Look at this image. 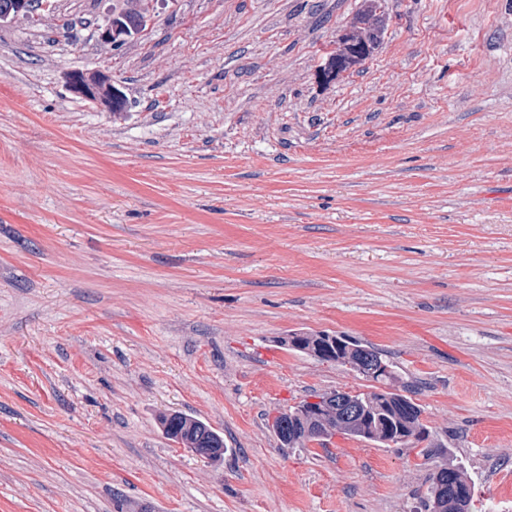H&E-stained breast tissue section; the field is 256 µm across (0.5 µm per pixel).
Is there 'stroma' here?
Returning <instances> with one entry per match:
<instances>
[{
  "label": "stroma",
  "instance_id": "35a3bbf8",
  "mask_svg": "<svg viewBox=\"0 0 512 512\" xmlns=\"http://www.w3.org/2000/svg\"><path fill=\"white\" fill-rule=\"evenodd\" d=\"M52 4L0 23V512H419L444 463L512 512V0H384L328 83L363 0ZM304 333L376 347L428 438L282 446L279 414L373 387ZM363 9L357 18L356 24L349 29H345L344 33L336 35V50L331 54L333 57H327L325 63L318 70V78L321 80H333L338 78L342 70L332 63V59L340 62L341 68L347 70L351 65L357 64L358 61L352 59L351 50L354 46L367 44L372 48L382 45L383 26L381 20L380 0H364ZM379 11V13H378ZM343 35V36H342ZM342 41L338 43L341 39ZM124 15L125 14H121L106 21L100 33V38L104 43L120 46L138 34L142 30V25L146 24L145 19L142 17L136 29L127 27L124 24ZM69 90L81 98L103 106L109 112H122L125 99L121 90L105 75L94 78L69 73L66 76ZM159 421L168 438L173 432L181 433L184 442L191 446L189 449L201 458L209 460L198 448H206L213 454V458L220 461L223 459L225 451L223 436L202 420L186 414L174 413L161 415ZM174 441L185 447L181 438H176Z\"/></svg>",
  "mask_w": 512,
  "mask_h": 512
}]
</instances>
